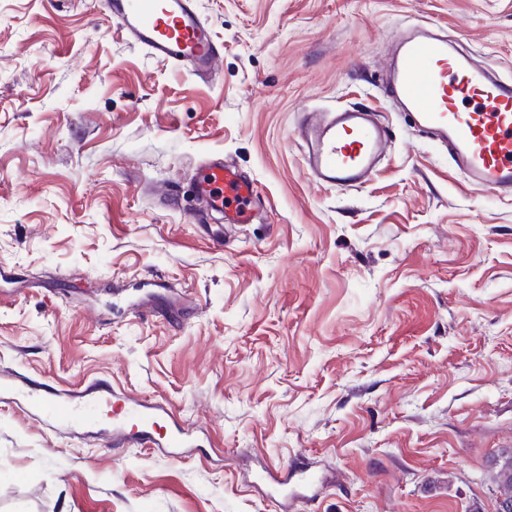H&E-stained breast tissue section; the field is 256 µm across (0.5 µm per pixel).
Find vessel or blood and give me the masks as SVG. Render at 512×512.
Returning a JSON list of instances; mask_svg holds the SVG:
<instances>
[{
  "instance_id": "vessel-or-blood-1",
  "label": "vessel or blood",
  "mask_w": 512,
  "mask_h": 512,
  "mask_svg": "<svg viewBox=\"0 0 512 512\" xmlns=\"http://www.w3.org/2000/svg\"><path fill=\"white\" fill-rule=\"evenodd\" d=\"M103 5L129 40L148 55L197 77L214 76L221 52L195 0H103ZM389 95L413 125L444 144L454 167L475 190L497 197L512 196V81L490 75L471 54L449 46L446 37L419 27L401 35L385 72ZM297 136L305 169L315 183L358 187L376 169L389 135L372 112L339 109L308 110ZM198 213L218 212L226 224H248L257 196L252 178L213 158L203 162L192 182ZM37 420L80 421L96 425L111 403L103 382L77 390L36 388L20 391ZM120 410L139 417L148 448H190V426L176 424L154 436L155 419L166 414L159 402L125 394Z\"/></svg>"
}]
</instances>
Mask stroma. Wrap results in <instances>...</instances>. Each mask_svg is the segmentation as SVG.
I'll return each mask as SVG.
<instances>
[{"label": "stroma", "instance_id": "35a3bbf8", "mask_svg": "<svg viewBox=\"0 0 512 512\" xmlns=\"http://www.w3.org/2000/svg\"><path fill=\"white\" fill-rule=\"evenodd\" d=\"M214 80L96 0H0V371L103 380L195 424L173 458L0 398V512H496L512 448V197L471 188L382 90L426 22L512 77V0H196ZM391 142L357 189L305 173L307 109ZM220 156L260 208L191 223ZM223 244H214L215 233Z\"/></svg>", "mask_w": 512, "mask_h": 512}]
</instances>
